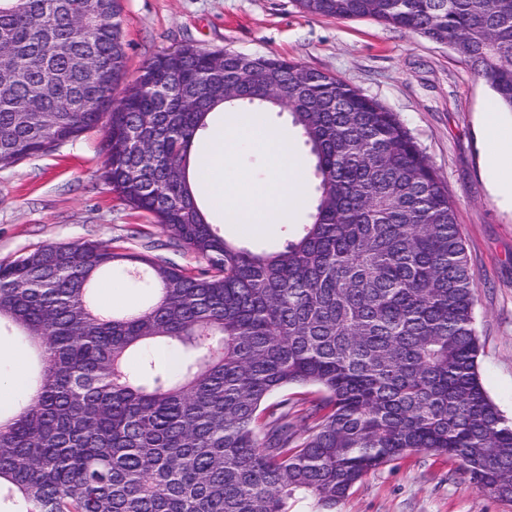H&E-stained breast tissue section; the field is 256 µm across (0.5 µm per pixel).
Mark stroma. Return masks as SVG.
Here are the masks:
<instances>
[{"label":"stroma","instance_id":"1","mask_svg":"<svg viewBox=\"0 0 512 512\" xmlns=\"http://www.w3.org/2000/svg\"><path fill=\"white\" fill-rule=\"evenodd\" d=\"M127 79L184 45L280 56L347 81L397 112L448 190L477 283L483 385L512 418V204L490 195L478 114L492 96L451 46L372 20L304 14L296 0H122ZM109 242L187 270L199 261L104 178L95 129L0 169V263L49 243ZM336 512H512L457 459L414 451L358 483Z\"/></svg>","mask_w":512,"mask_h":512}]
</instances>
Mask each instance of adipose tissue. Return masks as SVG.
Wrapping results in <instances>:
<instances>
[{
    "label": "adipose tissue",
    "instance_id": "obj_1",
    "mask_svg": "<svg viewBox=\"0 0 512 512\" xmlns=\"http://www.w3.org/2000/svg\"><path fill=\"white\" fill-rule=\"evenodd\" d=\"M485 147L483 164L490 174L493 196H512V130L498 121L496 99H489L481 114ZM253 137L266 150L271 174L262 189L244 190L231 186L224 172L244 137ZM205 161L197 173L196 187L209 201L213 212L228 210L240 217L244 228L279 223L295 215L305 203L303 163L289 139L274 129L248 133L243 123L216 127L204 139Z\"/></svg>",
    "mask_w": 512,
    "mask_h": 512
}]
</instances>
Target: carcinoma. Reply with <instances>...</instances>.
<instances>
[{
  "label": "carcinoma",
  "mask_w": 512,
  "mask_h": 512,
  "mask_svg": "<svg viewBox=\"0 0 512 512\" xmlns=\"http://www.w3.org/2000/svg\"><path fill=\"white\" fill-rule=\"evenodd\" d=\"M448 43L512 110V0H297ZM121 0H0L12 51L0 169L99 126L112 192L206 263L197 273L106 242L0 264L4 339L34 352L0 408V501L15 512H336L379 467L426 450L512 502V423L479 377L478 288L455 207L396 113L337 76L185 45L116 91L86 84L123 38ZM44 111H30L34 96ZM290 114L317 196L294 239L255 253L191 185L212 108ZM115 268L148 295L98 303ZM292 386L317 396L290 397ZM281 399L268 404V400Z\"/></svg>",
  "instance_id": "obj_1"
}]
</instances>
